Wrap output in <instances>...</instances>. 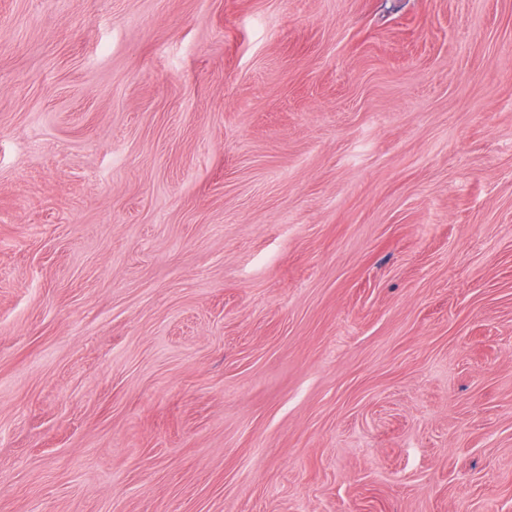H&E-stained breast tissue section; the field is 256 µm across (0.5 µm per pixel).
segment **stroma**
<instances>
[{"mask_svg": "<svg viewBox=\"0 0 512 512\" xmlns=\"http://www.w3.org/2000/svg\"><path fill=\"white\" fill-rule=\"evenodd\" d=\"M0 512H512V0H0Z\"/></svg>", "mask_w": 512, "mask_h": 512, "instance_id": "35a3bbf8", "label": "stroma"}]
</instances>
